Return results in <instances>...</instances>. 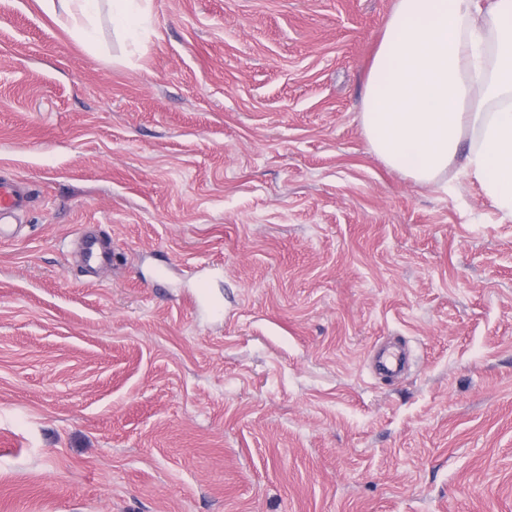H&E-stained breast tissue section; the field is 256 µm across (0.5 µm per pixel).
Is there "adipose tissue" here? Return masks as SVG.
Masks as SVG:
<instances>
[{"instance_id":"ef3b65f1","label":"adipose tissue","mask_w":512,"mask_h":512,"mask_svg":"<svg viewBox=\"0 0 512 512\" xmlns=\"http://www.w3.org/2000/svg\"><path fill=\"white\" fill-rule=\"evenodd\" d=\"M83 41L99 0H39ZM361 122L374 153L421 184L457 157L512 216V0H396L375 53ZM476 144L460 148L468 135Z\"/></svg>"}]
</instances>
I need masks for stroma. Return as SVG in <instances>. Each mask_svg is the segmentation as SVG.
<instances>
[{"label":"stroma","instance_id":"obj_1","mask_svg":"<svg viewBox=\"0 0 512 512\" xmlns=\"http://www.w3.org/2000/svg\"><path fill=\"white\" fill-rule=\"evenodd\" d=\"M394 5L0 0V512H512V218L371 150ZM63 29L88 42L94 38L98 27L99 0H38ZM112 2V22L117 33L131 40L138 30L149 20V0H110ZM28 197L20 186L13 182L0 181V241L12 236L11 225L7 222L26 211Z\"/></svg>","mask_w":512,"mask_h":512}]
</instances>
